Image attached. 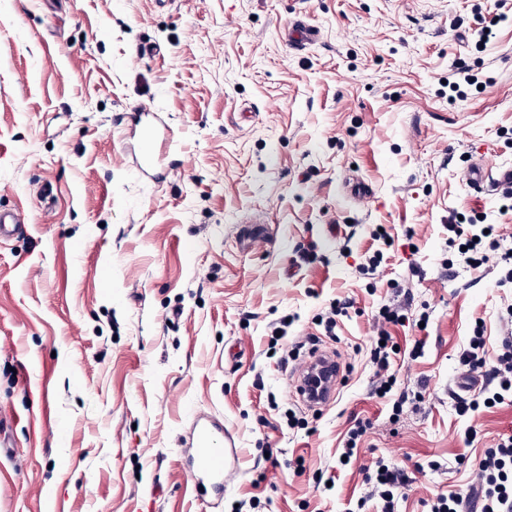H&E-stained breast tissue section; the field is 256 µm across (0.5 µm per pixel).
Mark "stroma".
Instances as JSON below:
<instances>
[{
	"label": "stroma",
	"instance_id": "stroma-1",
	"mask_svg": "<svg viewBox=\"0 0 512 512\" xmlns=\"http://www.w3.org/2000/svg\"><path fill=\"white\" fill-rule=\"evenodd\" d=\"M471 9L0 0V207L26 220L0 244V512H351L361 498L380 512L364 473L380 457L412 473L396 512L467 493L459 458L512 434V403L460 417L451 400L476 321L490 342L502 334L505 291L496 267L447 272L444 226L482 214L512 248L501 193L464 177L477 160L512 164V22L467 46L453 22ZM298 16L319 39L292 50L279 31ZM460 58L485 85L453 98ZM134 106L168 116L174 174L128 168L113 121ZM261 213L271 240L244 247L238 232ZM379 225L393 245L359 274ZM337 297L353 305L322 347L340 380L311 408L271 332L321 335ZM406 302L412 322L390 329L409 395L396 414L373 392L369 350L378 308ZM198 411L223 418L238 448L219 502L197 501L180 467ZM356 417L371 427L344 465ZM471 425L476 447L462 440Z\"/></svg>",
	"mask_w": 512,
	"mask_h": 512
}]
</instances>
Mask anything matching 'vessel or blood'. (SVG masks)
Wrapping results in <instances>:
<instances>
[{"label":"vessel or blood","instance_id":"b4317fda","mask_svg":"<svg viewBox=\"0 0 512 512\" xmlns=\"http://www.w3.org/2000/svg\"><path fill=\"white\" fill-rule=\"evenodd\" d=\"M281 40L288 46L300 47L314 43L317 30L303 20L297 19L280 31ZM118 121L129 129L135 146L126 148L138 172L150 179L158 180L165 168L156 152L157 144L173 148L175 135L161 113L147 106L133 107L119 115ZM465 180L477 192L486 190H512V165H501L494 171L484 167H470ZM24 216L15 210L0 209V242L13 239L23 228ZM231 438L224 430L222 421L207 415L193 418L182 434V454L186 475L199 500L220 499L231 478V459L236 450L230 445Z\"/></svg>","mask_w":512,"mask_h":512}]
</instances>
